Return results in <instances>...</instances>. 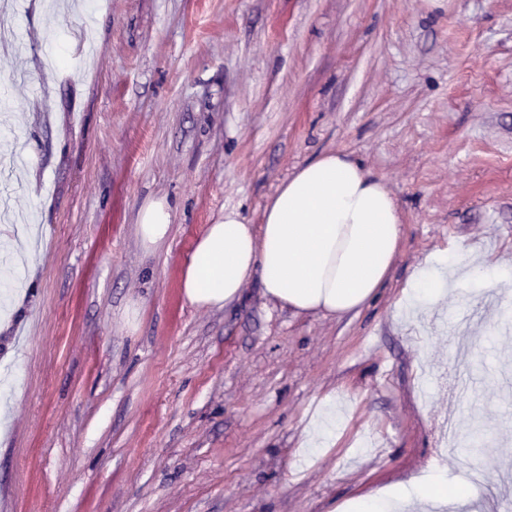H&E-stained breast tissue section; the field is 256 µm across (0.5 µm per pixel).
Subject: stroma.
<instances>
[{"label":"stroma","instance_id":"stroma-1","mask_svg":"<svg viewBox=\"0 0 512 512\" xmlns=\"http://www.w3.org/2000/svg\"><path fill=\"white\" fill-rule=\"evenodd\" d=\"M0 512H340L473 453L471 512L512 504V279L404 291L457 243L512 264V0H0ZM403 217L343 317L182 293L207 225L249 223L328 152ZM163 197L169 238L138 215ZM340 403L337 439L306 447ZM166 198H159L144 206L138 217L137 234L147 246L162 243L169 236L173 214Z\"/></svg>","mask_w":512,"mask_h":512}]
</instances>
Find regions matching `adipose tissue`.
Returning <instances> with one entry per match:
<instances>
[{
    "label": "adipose tissue",
    "instance_id": "1",
    "mask_svg": "<svg viewBox=\"0 0 512 512\" xmlns=\"http://www.w3.org/2000/svg\"><path fill=\"white\" fill-rule=\"evenodd\" d=\"M172 220L169 202L153 200L139 213L137 234L145 245H157L167 239ZM402 239L400 208L384 182L349 156L329 152L280 185L261 226L247 224L235 209L208 225L183 269V294L195 306H220L256 278L271 302L299 314L342 316L383 288ZM449 252L451 264L422 269L410 295L436 303L453 294L458 279L512 276V266L469 258L460 245H450ZM469 494L467 484L442 469L425 482L348 501L345 512H403L412 498L428 512L436 501Z\"/></svg>",
    "mask_w": 512,
    "mask_h": 512
}]
</instances>
